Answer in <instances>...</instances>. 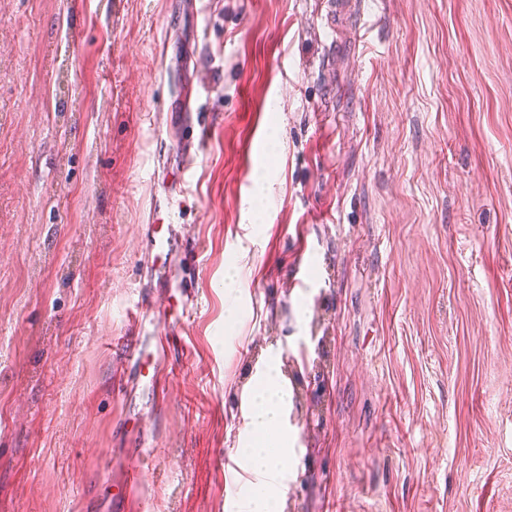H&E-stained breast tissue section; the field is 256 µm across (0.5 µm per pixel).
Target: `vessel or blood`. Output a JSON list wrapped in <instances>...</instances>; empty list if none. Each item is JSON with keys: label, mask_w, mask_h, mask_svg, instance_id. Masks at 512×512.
I'll list each match as a JSON object with an SVG mask.
<instances>
[{"label": "vessel or blood", "mask_w": 512, "mask_h": 512, "mask_svg": "<svg viewBox=\"0 0 512 512\" xmlns=\"http://www.w3.org/2000/svg\"><path fill=\"white\" fill-rule=\"evenodd\" d=\"M145 236L154 256L169 254L176 239V227L172 224H150ZM196 307L193 296L180 288L170 289L166 305L159 310L141 304L136 339L127 346L128 373L122 385L125 400H133L136 392H156L164 375L161 356L177 337L184 319L189 318Z\"/></svg>", "instance_id": "b4317fda"}]
</instances>
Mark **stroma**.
Segmentation results:
<instances>
[{"instance_id": "35a3bbf8", "label": "stroma", "mask_w": 512, "mask_h": 512, "mask_svg": "<svg viewBox=\"0 0 512 512\" xmlns=\"http://www.w3.org/2000/svg\"><path fill=\"white\" fill-rule=\"evenodd\" d=\"M173 287L138 440L122 344ZM271 357L279 512H512V0H0V512H237ZM155 223L159 224H147L145 236L152 254L158 258L171 252L176 239V226L175 224H165V219L161 216L157 218Z\"/></svg>"}]
</instances>
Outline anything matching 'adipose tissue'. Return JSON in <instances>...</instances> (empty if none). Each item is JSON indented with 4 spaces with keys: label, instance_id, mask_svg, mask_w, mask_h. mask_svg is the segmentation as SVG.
Instances as JSON below:
<instances>
[{
    "label": "adipose tissue",
    "instance_id": "1",
    "mask_svg": "<svg viewBox=\"0 0 512 512\" xmlns=\"http://www.w3.org/2000/svg\"><path fill=\"white\" fill-rule=\"evenodd\" d=\"M288 398L277 364H268L248 396V440L240 452L239 466L252 477L253 489L240 503V512H277L278 498L290 475L288 460L294 453L282 426Z\"/></svg>",
    "mask_w": 512,
    "mask_h": 512
}]
</instances>
